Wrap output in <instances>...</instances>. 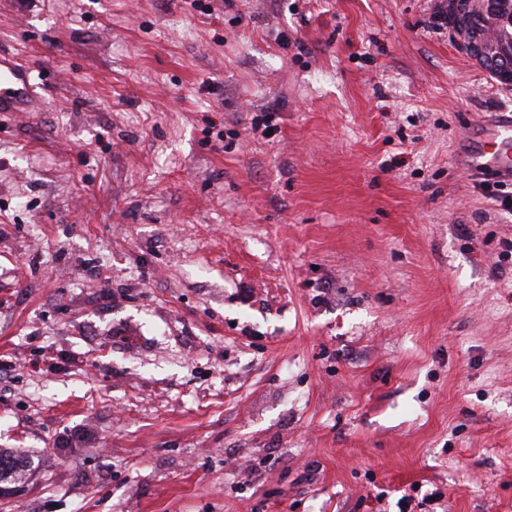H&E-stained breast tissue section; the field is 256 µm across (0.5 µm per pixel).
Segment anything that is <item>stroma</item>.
<instances>
[{
	"label": "stroma",
	"mask_w": 512,
	"mask_h": 512,
	"mask_svg": "<svg viewBox=\"0 0 512 512\" xmlns=\"http://www.w3.org/2000/svg\"><path fill=\"white\" fill-rule=\"evenodd\" d=\"M206 2L0 0V512H512V86L436 0ZM31 70L0 51V112H21L33 104ZM478 165L499 176L512 178V133L510 122L485 126L483 139L477 147Z\"/></svg>",
	"instance_id": "1"
}]
</instances>
